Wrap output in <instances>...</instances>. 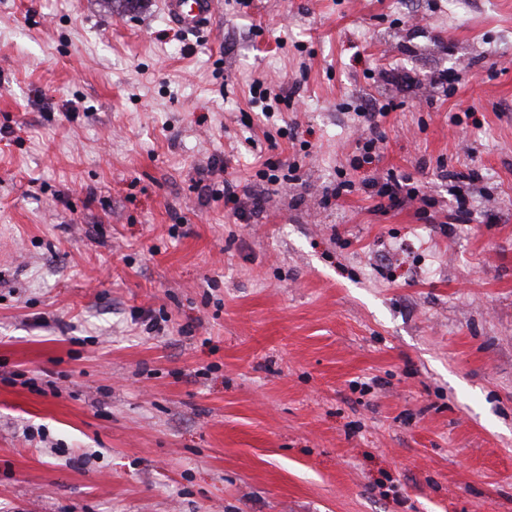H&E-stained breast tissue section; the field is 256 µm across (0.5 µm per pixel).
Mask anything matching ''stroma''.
<instances>
[{"instance_id": "35a3bbf8", "label": "stroma", "mask_w": 512, "mask_h": 512, "mask_svg": "<svg viewBox=\"0 0 512 512\" xmlns=\"http://www.w3.org/2000/svg\"><path fill=\"white\" fill-rule=\"evenodd\" d=\"M0 512H512V0H0ZM169 17L187 31H196L215 11L214 0H165ZM210 170L201 169L197 172L198 179L195 181V188L198 194V200L202 201L210 196L224 195V203H233L235 205V211H242L240 205V196L238 195V186L229 181H224L222 189L214 188V184L210 182L209 177ZM409 176H390L377 190L379 183L376 179H368L362 182L365 190H372L373 195L387 199V204H382L384 208H400L409 202L418 198V191Z\"/></svg>"}]
</instances>
